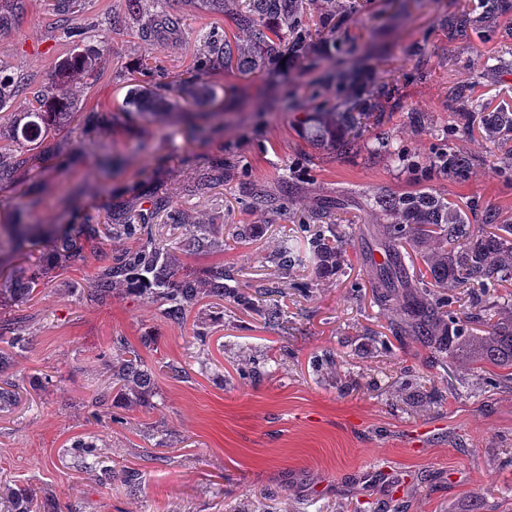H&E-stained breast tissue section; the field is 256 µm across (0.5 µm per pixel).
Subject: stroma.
<instances>
[{
  "label": "stroma",
  "instance_id": "obj_1",
  "mask_svg": "<svg viewBox=\"0 0 512 512\" xmlns=\"http://www.w3.org/2000/svg\"><path fill=\"white\" fill-rule=\"evenodd\" d=\"M54 2L28 0L23 25L0 32V67L36 84L46 80L69 49L50 29ZM476 3L424 0L401 17L394 0H367L342 25L347 45L372 49L359 58L364 72L398 89L400 107L383 126L391 146L425 166L453 133L480 161L464 178L436 175L421 183L388 158L314 147L297 115L335 103L336 88L303 67L281 77L213 76L217 89L231 86L236 95L224 99V120L206 140L184 139L165 115L109 134L77 124L53 134L29 223H62V192L82 184L104 185L99 213L137 204L136 189L151 176L174 207L221 227L223 250L188 259L195 276L220 266L253 289L281 282L289 289L279 299V328L265 325L259 309L225 304L203 348L213 363L203 369L194 358L200 348L192 323L174 324L159 304L125 294L103 305L89 301L100 255L116 252V244L103 242L84 263L50 271L25 307L28 349L0 372L24 381L19 404L0 413L1 489L31 487L81 512H512V391L455 365L428 366L415 346L375 347L374 337L389 333L387 314L371 302L364 261L376 249L366 233L374 221L367 201L383 191L427 187L463 208L470 223L489 208L512 222V174L501 171L494 145L456 126L448 109L449 89L464 85L483 111H512V37L501 36L512 27V0H504L500 32L491 37L473 32L452 40L438 24ZM214 29L235 31L228 16L188 7L179 39L145 41L134 24L110 34L97 80L76 92L80 109L119 107L141 60L191 78L199 39ZM292 102L297 111L289 110ZM415 112L427 116V127L413 126ZM143 140L150 153L139 150ZM104 150L125 160L108 179L95 163ZM221 154L237 161L234 179L205 194L186 193L187 178ZM288 175L296 184L292 203L251 207L245 185L274 191ZM325 207L348 236L347 264L326 280L307 261L281 273L272 255ZM247 224L260 225L259 236H242ZM147 334L157 340L143 352L157 372L155 407L119 405L118 423L93 420L86 402L108 383L103 355L112 337L136 347ZM283 349L287 362L278 371L255 382L239 378L243 359ZM325 350L354 385L343 389L317 375L311 361ZM171 364L182 377L168 374ZM47 374L54 384L45 389ZM408 383L443 397L423 411L409 408L397 396ZM77 438L93 442L98 460L112 469L141 471V492L130 494L117 481L99 485L71 448Z\"/></svg>",
  "mask_w": 512,
  "mask_h": 512
}]
</instances>
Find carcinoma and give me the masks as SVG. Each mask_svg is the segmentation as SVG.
Returning <instances> with one entry per match:
<instances>
[{
    "label": "carcinoma",
    "instance_id": "cac0c4a2",
    "mask_svg": "<svg viewBox=\"0 0 512 512\" xmlns=\"http://www.w3.org/2000/svg\"><path fill=\"white\" fill-rule=\"evenodd\" d=\"M81 0H61L58 31L68 38H84L83 28L73 24V5ZM228 0H124V10L112 15L110 25L116 30L129 23H138L142 38L181 35V7L190 3L204 11L223 13ZM317 7L315 20H310V6ZM26 0H0V31L19 26L26 11ZM362 8L360 0H245V6L235 5L230 11L233 25L246 34V43L212 32L202 37L193 68L194 83L185 86L171 79L162 69L141 65L143 81L128 89L125 105L114 112L92 109L81 112L71 89L95 76L101 65L103 50L77 43L72 51L55 66L54 72L37 89L29 90L25 78L0 70V189L15 187L22 175L39 167L50 152L49 134L77 120L84 128H100L120 123L132 127L142 119L180 107L178 98L187 105L200 109L188 125L183 127L189 139H206L220 124L222 113L205 112L203 108L220 104L217 90L204 82L216 72L236 69L242 74L256 71L271 72L284 59L302 61L313 38L327 40L329 46L342 45L336 22ZM481 26L487 30L497 27L503 11V0H479L477 7ZM351 51L341 52L334 64L321 69L312 60L309 67L320 72L319 80L336 85L337 108L317 117L305 115L303 123L313 125V137L323 146L336 145V125H342L347 136L344 145L352 149L362 137L368 124H381L382 115L393 109L397 100L395 85L377 81L369 94L354 91L361 73L349 62ZM31 95L21 112H13V103L19 97ZM467 88H456L448 102L468 122L477 110L470 102ZM480 130L500 150L505 168H512V112H489L480 116ZM471 159L464 156L456 139L450 137L437 154L435 171L450 179L471 170ZM232 161L218 160L201 170L187 184V190L204 194L224 183ZM90 187L72 189L64 198L66 223L52 230L34 224L17 222L1 224L0 235L8 236L14 250L35 243L42 235L50 234L56 257L71 265L84 261L85 245L91 241L110 240L129 242L131 246L102 264L90 300L103 304L114 294L122 292L163 305L166 319L180 324L187 313L204 298L230 299L238 306L252 308L255 298H268L263 306L264 323L277 326L282 320L279 306L271 296L282 293L278 287L250 293L247 288L224 283V268L217 267L205 278H198L184 270L179 255L189 256L218 251V226L194 224L190 216L172 206L166 192L153 188L147 208L139 210L138 217L121 205L109 209L107 220L100 223L88 211L75 208L80 198H92ZM252 206L265 209L274 204L276 196L261 185L249 188ZM378 211L381 224H370L367 233L383 250L385 261L370 271L368 286L371 301L382 311L390 312L388 330L395 340L404 344H418L428 357L439 363L458 352L470 355L468 371L486 372L489 367L502 373L489 375L493 386L512 391V308L505 311L494 304L495 286L512 277V223L498 222L497 213L485 211L483 223L468 224L463 211L454 203L429 189L413 194L381 193L371 203ZM166 217L170 224H189L188 236L175 254L160 246L155 239L153 220ZM307 234L305 249L315 263L320 277H330L342 268L346 240L334 224L300 225ZM421 250L422 258L431 276L426 281L410 273L408 249ZM282 271H288L301 261L300 247L295 240H284L273 258ZM47 259L41 256L8 274L0 270V302L25 305L30 297L44 286ZM478 286V310L459 317L451 310L458 288L466 284ZM482 323L488 331L478 336L471 333V324ZM0 340L9 350L0 352V366L10 365L9 356L22 352L29 343L27 316L0 321ZM282 365L278 358L262 361L252 358L237 369L238 375L259 378L276 371ZM109 383L95 391L90 398L92 418L112 419V407L117 404L147 406L157 394L154 369L138 349L122 336L113 339L108 357ZM316 371L336 381V358L329 352L316 361ZM21 387L13 379L0 381V412L16 407ZM437 391L413 390L405 400L416 408H426L438 401ZM118 478L130 491L142 484L139 470L127 468L114 472L102 467L98 482L109 485ZM7 503L5 512H77L73 505L62 507L47 496L26 487H7L0 491Z\"/></svg>",
    "mask_w": 512,
    "mask_h": 512
}]
</instances>
